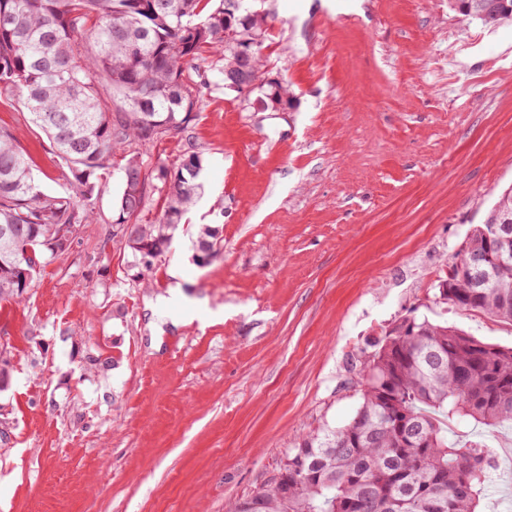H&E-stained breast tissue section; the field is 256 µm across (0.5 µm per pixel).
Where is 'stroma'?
I'll return each instance as SVG.
<instances>
[{
    "label": "stroma",
    "mask_w": 512,
    "mask_h": 512,
    "mask_svg": "<svg viewBox=\"0 0 512 512\" xmlns=\"http://www.w3.org/2000/svg\"><path fill=\"white\" fill-rule=\"evenodd\" d=\"M285 2L254 7L289 111L248 108L198 62L203 166L165 255L145 269L110 237L114 169L71 250L0 305V512H227L353 418L395 322L512 346V324L438 290L512 186V22L450 0ZM0 129L45 193L68 192L19 94L0 96ZM205 224L218 253L201 265ZM498 12L488 18L479 16L475 7L476 0H455L458 11L471 19L479 21L484 26L496 27L506 21H512V0H499Z\"/></svg>",
    "instance_id": "obj_1"
}]
</instances>
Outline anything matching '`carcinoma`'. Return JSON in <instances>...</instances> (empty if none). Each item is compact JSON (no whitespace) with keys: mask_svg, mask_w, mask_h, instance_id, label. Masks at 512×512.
<instances>
[{"mask_svg":"<svg viewBox=\"0 0 512 512\" xmlns=\"http://www.w3.org/2000/svg\"><path fill=\"white\" fill-rule=\"evenodd\" d=\"M0 0V88L18 92L33 122L52 141L69 172L72 194L44 193L13 135L0 130V228L12 230L25 274L4 260L0 238V302L22 299L38 275L68 251L69 228L91 218L100 172L159 143L167 127L186 145L180 163L137 166L125 174L114 224L138 225L134 258L163 256L191 202L202 159L189 131L207 82L194 62L217 53L220 79L240 72L231 29L239 39L267 34V15L243 6L224 12V0ZM458 11L484 26L512 21V0L479 16L476 0H455ZM289 106L288 85H266ZM166 186L167 206L143 222L144 186ZM512 213V188L498 197L482 230ZM461 279L440 298L512 322V258L488 283L474 287L465 261L446 280ZM362 403L346 425L309 435L285 451L277 475L231 512H479L494 482L481 440H448V420L512 427V348L480 341L428 319L405 318L368 356Z\"/></svg>","mask_w":512,"mask_h":512,"instance_id":"cac0c4a2","label":"carcinoma"}]
</instances>
